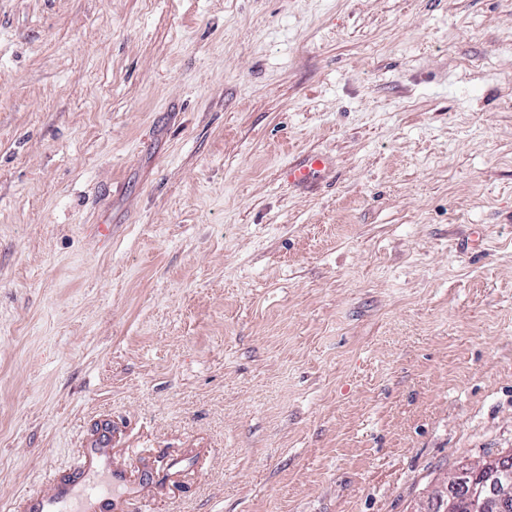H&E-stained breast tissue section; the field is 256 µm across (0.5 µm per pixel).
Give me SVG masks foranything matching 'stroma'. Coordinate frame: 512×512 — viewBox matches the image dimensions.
Here are the masks:
<instances>
[{
  "instance_id": "1",
  "label": "stroma",
  "mask_w": 512,
  "mask_h": 512,
  "mask_svg": "<svg viewBox=\"0 0 512 512\" xmlns=\"http://www.w3.org/2000/svg\"><path fill=\"white\" fill-rule=\"evenodd\" d=\"M104 422L112 512L512 450V0H0V512ZM332 168V162L321 153H304L288 163L283 171V177L288 183L300 189L314 186L326 177Z\"/></svg>"
}]
</instances>
